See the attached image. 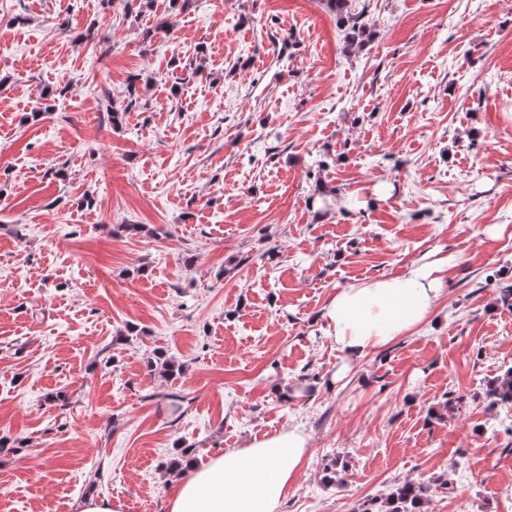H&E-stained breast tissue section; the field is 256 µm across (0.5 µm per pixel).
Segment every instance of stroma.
I'll return each mask as SVG.
<instances>
[{
  "mask_svg": "<svg viewBox=\"0 0 512 512\" xmlns=\"http://www.w3.org/2000/svg\"><path fill=\"white\" fill-rule=\"evenodd\" d=\"M352 6L362 47L326 0H0V512H165L175 442L291 425L282 512H512V0ZM429 262L423 324L346 359L336 291ZM329 7L336 12L337 21L345 29V37L350 45L362 46L371 39V30L365 20V9H349V0H327ZM490 405L512 404V367L506 369L491 385ZM425 492L422 484L405 482L390 491L380 510L365 509L364 512H416Z\"/></svg>",
  "mask_w": 512,
  "mask_h": 512,
  "instance_id": "1",
  "label": "stroma"
}]
</instances>
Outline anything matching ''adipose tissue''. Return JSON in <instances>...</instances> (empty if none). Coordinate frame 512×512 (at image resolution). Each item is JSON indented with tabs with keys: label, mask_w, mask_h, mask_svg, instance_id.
Segmentation results:
<instances>
[{
	"label": "adipose tissue",
	"mask_w": 512,
	"mask_h": 512,
	"mask_svg": "<svg viewBox=\"0 0 512 512\" xmlns=\"http://www.w3.org/2000/svg\"><path fill=\"white\" fill-rule=\"evenodd\" d=\"M440 285L438 268L418 265L398 276L338 290L325 312L337 347L359 358L418 327ZM308 446V435L291 427L225 450L204 464L188 463L167 510L280 512Z\"/></svg>",
	"instance_id": "obj_1"
}]
</instances>
